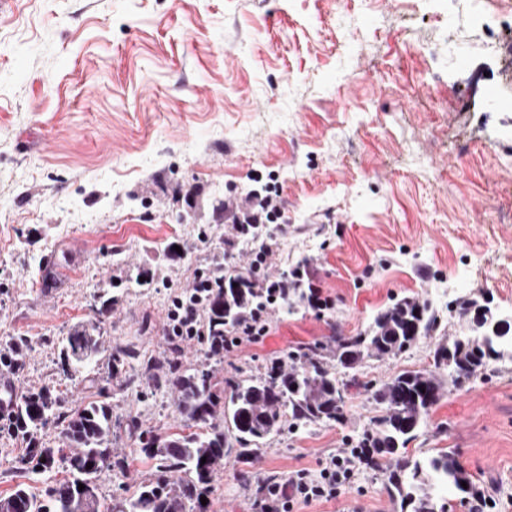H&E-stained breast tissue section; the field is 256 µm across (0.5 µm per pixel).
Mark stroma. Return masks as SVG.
Here are the masks:
<instances>
[{
    "label": "stroma",
    "mask_w": 512,
    "mask_h": 512,
    "mask_svg": "<svg viewBox=\"0 0 512 512\" xmlns=\"http://www.w3.org/2000/svg\"><path fill=\"white\" fill-rule=\"evenodd\" d=\"M512 0H0V362L19 394L51 386L65 412L109 387L126 479L97 478L99 510L154 477L129 425L204 432L170 386L136 382L144 358L210 371L219 388L321 346L343 418L296 426L229 457L204 509L262 512L260 484L356 446L384 407L375 390L430 369L469 335L474 300L512 322ZM279 187L285 221L271 274L302 268L327 306L278 307L267 336L209 356L167 336L172 297L219 263L245 273L270 231L225 234L213 199ZM403 298L437 321L405 351L339 367L338 336L366 332ZM110 350L62 371L72 329ZM25 356L16 360L12 345ZM454 452L496 512H512V360L447 386L404 454ZM0 418V498L70 480L38 471ZM381 465L300 512H412Z\"/></svg>",
    "instance_id": "35a3bbf8"
}]
</instances>
